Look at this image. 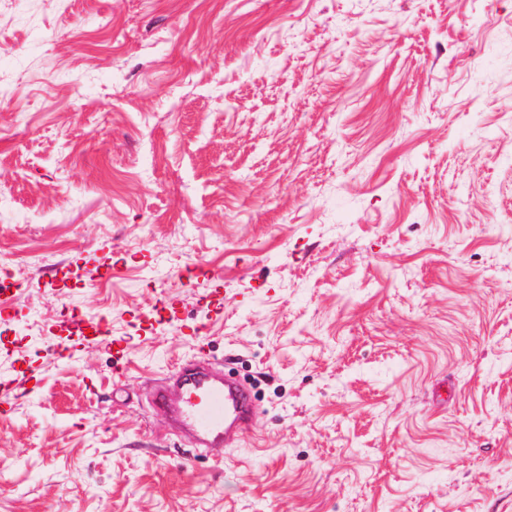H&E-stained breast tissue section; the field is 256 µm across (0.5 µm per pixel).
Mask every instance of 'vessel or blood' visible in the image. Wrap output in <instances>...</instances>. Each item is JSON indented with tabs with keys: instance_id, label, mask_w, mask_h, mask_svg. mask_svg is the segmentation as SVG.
I'll return each mask as SVG.
<instances>
[{
	"instance_id": "1",
	"label": "vessel or blood",
	"mask_w": 512,
	"mask_h": 512,
	"mask_svg": "<svg viewBox=\"0 0 512 512\" xmlns=\"http://www.w3.org/2000/svg\"><path fill=\"white\" fill-rule=\"evenodd\" d=\"M174 377V387L156 390L151 406L171 417L194 447L227 444L235 428L249 423L251 393L238 380L215 374L197 361L181 364Z\"/></svg>"
}]
</instances>
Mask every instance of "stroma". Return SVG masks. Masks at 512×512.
<instances>
[{
	"label": "stroma",
	"instance_id": "1",
	"mask_svg": "<svg viewBox=\"0 0 512 512\" xmlns=\"http://www.w3.org/2000/svg\"><path fill=\"white\" fill-rule=\"evenodd\" d=\"M1 258L0 512H512V0H0ZM175 390L169 386L155 391L151 406L169 416L196 448L228 444L251 419L249 389L232 377L215 374L200 361L181 364L174 374Z\"/></svg>",
	"mask_w": 512,
	"mask_h": 512
}]
</instances>
